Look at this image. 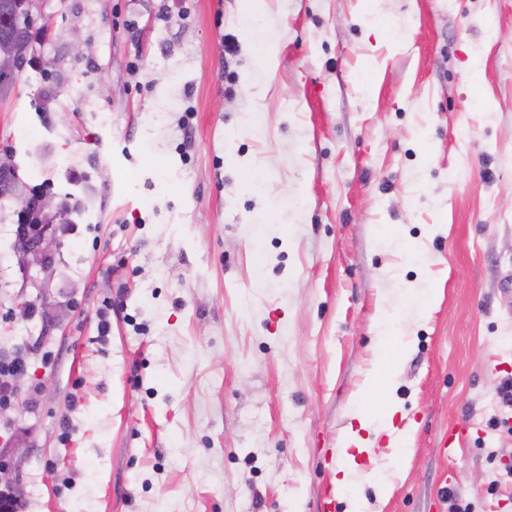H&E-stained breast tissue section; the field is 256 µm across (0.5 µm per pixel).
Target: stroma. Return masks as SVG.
Instances as JSON below:
<instances>
[{"instance_id":"stroma-1","label":"stroma","mask_w":512,"mask_h":512,"mask_svg":"<svg viewBox=\"0 0 512 512\" xmlns=\"http://www.w3.org/2000/svg\"><path fill=\"white\" fill-rule=\"evenodd\" d=\"M160 8L41 0L0 102L20 186L80 206L42 283L0 198L21 512H324L389 316L411 452L363 457L368 512H512V0Z\"/></svg>"}]
</instances>
